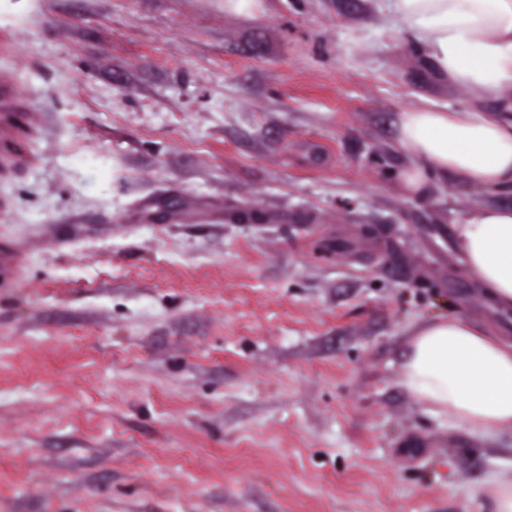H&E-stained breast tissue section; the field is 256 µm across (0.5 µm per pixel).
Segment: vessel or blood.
I'll list each match as a JSON object with an SVG mask.
<instances>
[{
    "label": "vessel or blood",
    "mask_w": 512,
    "mask_h": 512,
    "mask_svg": "<svg viewBox=\"0 0 512 512\" xmlns=\"http://www.w3.org/2000/svg\"><path fill=\"white\" fill-rule=\"evenodd\" d=\"M30 99L16 72L0 67V171L29 164L33 153L21 146L29 120Z\"/></svg>",
    "instance_id": "vessel-or-blood-1"
}]
</instances>
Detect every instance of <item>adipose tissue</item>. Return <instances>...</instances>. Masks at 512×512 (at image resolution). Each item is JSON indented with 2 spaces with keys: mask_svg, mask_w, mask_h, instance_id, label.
<instances>
[{
  "mask_svg": "<svg viewBox=\"0 0 512 512\" xmlns=\"http://www.w3.org/2000/svg\"><path fill=\"white\" fill-rule=\"evenodd\" d=\"M394 30L418 48L433 76L488 108L435 103L399 112L400 179L424 197L440 182L512 194V0H390ZM453 249L488 303L512 310V207L469 210ZM397 383L437 415L480 432L512 429V341L458 316H440L410 336Z\"/></svg>",
  "mask_w": 512,
  "mask_h": 512,
  "instance_id": "adipose-tissue-1",
  "label": "adipose tissue"
}]
</instances>
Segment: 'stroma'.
I'll use <instances>...</instances> for the list:
<instances>
[{
  "mask_svg": "<svg viewBox=\"0 0 512 512\" xmlns=\"http://www.w3.org/2000/svg\"><path fill=\"white\" fill-rule=\"evenodd\" d=\"M35 166L0 172V512H491L512 430L396 382L412 331L512 339L408 194L397 112L471 106L388 0H0Z\"/></svg>",
  "mask_w": 512,
  "mask_h": 512,
  "instance_id": "35a3bbf8",
  "label": "stroma"
}]
</instances>
